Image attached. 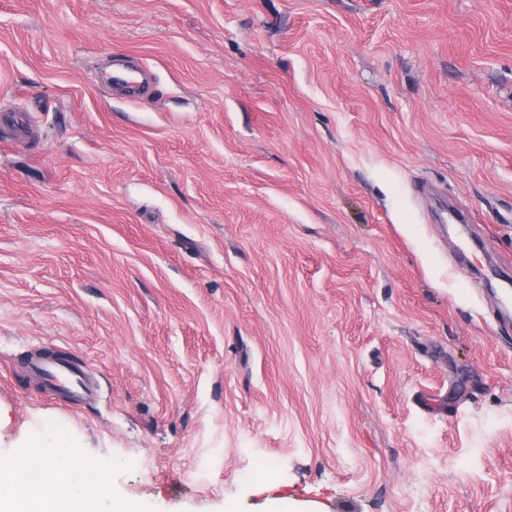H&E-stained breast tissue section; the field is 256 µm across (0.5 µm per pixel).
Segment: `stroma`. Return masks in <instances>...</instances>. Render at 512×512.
Instances as JSON below:
<instances>
[{"label": "stroma", "instance_id": "1", "mask_svg": "<svg viewBox=\"0 0 512 512\" xmlns=\"http://www.w3.org/2000/svg\"><path fill=\"white\" fill-rule=\"evenodd\" d=\"M146 66L135 102L96 81ZM0 458L120 502L512 512V0H0ZM88 364L72 409L30 383ZM41 350L29 362L28 373L45 391L59 395L74 406L98 397L99 386L94 378L69 360L54 355V347L46 345Z\"/></svg>", "mask_w": 512, "mask_h": 512}]
</instances>
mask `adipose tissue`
Returning <instances> with one entry per match:
<instances>
[{"label":"adipose tissue","mask_w":512,"mask_h":512,"mask_svg":"<svg viewBox=\"0 0 512 512\" xmlns=\"http://www.w3.org/2000/svg\"><path fill=\"white\" fill-rule=\"evenodd\" d=\"M0 512H153L120 507L104 470L91 471L65 451L54 430L32 440L24 455L0 460Z\"/></svg>","instance_id":"adipose-tissue-1"}]
</instances>
